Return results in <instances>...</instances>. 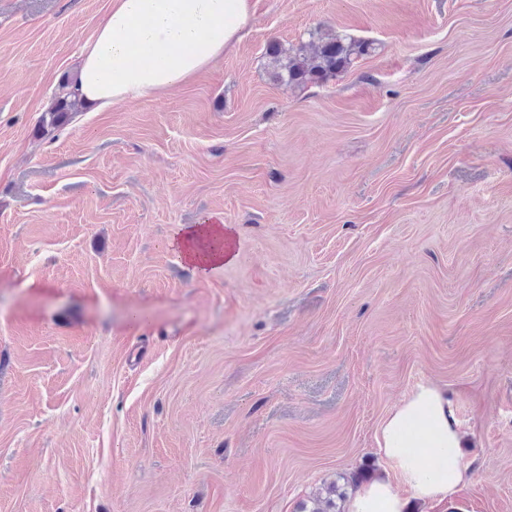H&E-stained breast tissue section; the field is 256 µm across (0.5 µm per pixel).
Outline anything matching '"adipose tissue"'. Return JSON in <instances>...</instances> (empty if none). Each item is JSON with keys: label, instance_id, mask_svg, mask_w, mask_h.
Here are the masks:
<instances>
[{"label": "adipose tissue", "instance_id": "ef3b65f1", "mask_svg": "<svg viewBox=\"0 0 512 512\" xmlns=\"http://www.w3.org/2000/svg\"><path fill=\"white\" fill-rule=\"evenodd\" d=\"M251 19L250 0H111L79 55V97L104 112L163 96L222 58ZM232 239L211 219L180 226L172 246L207 274L232 259ZM377 440L390 475L361 486L347 512H405L412 497L436 506L469 479L459 424L439 386L418 385L384 419Z\"/></svg>", "mask_w": 512, "mask_h": 512}]
</instances>
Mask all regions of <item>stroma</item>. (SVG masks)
<instances>
[{"label": "stroma", "mask_w": 512, "mask_h": 512, "mask_svg": "<svg viewBox=\"0 0 512 512\" xmlns=\"http://www.w3.org/2000/svg\"><path fill=\"white\" fill-rule=\"evenodd\" d=\"M154 100L40 131L110 0H0V512H295L447 389L512 512V0H253ZM333 29L327 82L267 51ZM218 217L234 258L169 246ZM374 49L373 43L357 41L332 30L297 46L282 48L273 44L268 50L271 78L302 87L319 84L347 70L356 59Z\"/></svg>", "instance_id": "obj_1"}]
</instances>
